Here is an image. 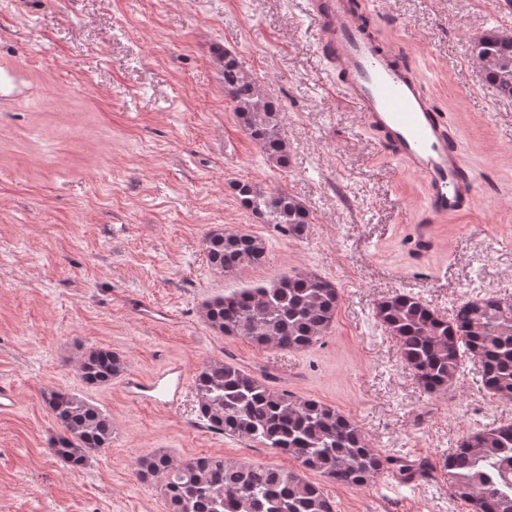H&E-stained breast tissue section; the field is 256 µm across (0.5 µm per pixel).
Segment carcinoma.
Instances as JSON below:
<instances>
[{
    "mask_svg": "<svg viewBox=\"0 0 512 512\" xmlns=\"http://www.w3.org/2000/svg\"><path fill=\"white\" fill-rule=\"evenodd\" d=\"M473 52L487 80L512 97V34L488 30ZM224 92L248 136L273 163L288 166V144L279 127L281 104L227 51L217 53ZM240 204L265 224L291 237L312 223L309 210L284 190L264 191L236 181ZM208 263L226 275L266 262L264 239L216 229L205 239ZM336 284L309 273H285L206 300L200 314L214 330L258 346L300 351L314 346L336 319ZM377 317L398 343L404 365L420 388L435 394L454 387L474 366L483 389L512 401V299L468 298L443 317L409 292L377 306ZM126 371L125 357L110 347H93L78 372L90 387L108 385ZM254 375L231 358H215L197 372L194 389L199 420L229 437L258 443L288 456L302 468L348 487L364 488L390 474L402 483L431 475L427 460L385 455L371 446L348 415L312 398H300ZM58 433L49 452L73 468L112 446V419L99 406L69 390L42 393ZM448 490L466 512H512V423L479 429L448 451ZM137 477L160 486L169 512H335L323 489L298 471L244 464L222 456L175 461L164 453L139 459Z\"/></svg>",
    "mask_w": 512,
    "mask_h": 512,
    "instance_id": "carcinoma-1",
    "label": "carcinoma"
}]
</instances>
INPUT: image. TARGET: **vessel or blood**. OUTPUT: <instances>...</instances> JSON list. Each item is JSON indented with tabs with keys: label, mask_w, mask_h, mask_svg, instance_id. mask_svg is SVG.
I'll return each instance as SVG.
<instances>
[{
	"label": "vessel or blood",
	"mask_w": 512,
	"mask_h": 512,
	"mask_svg": "<svg viewBox=\"0 0 512 512\" xmlns=\"http://www.w3.org/2000/svg\"><path fill=\"white\" fill-rule=\"evenodd\" d=\"M308 5L317 43L335 63L343 93L383 147L422 178L429 213L438 218L467 213L481 186L420 73L401 64L396 51L364 26L351 0H308ZM184 381L183 370L174 366L160 378L128 377L125 387L143 403L170 407Z\"/></svg>",
	"instance_id": "b4317fda"
}]
</instances>
